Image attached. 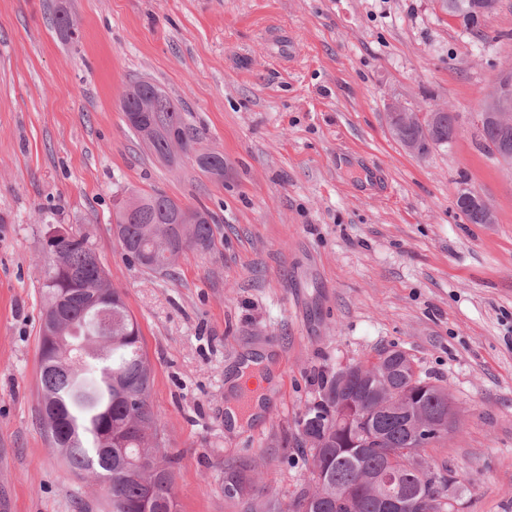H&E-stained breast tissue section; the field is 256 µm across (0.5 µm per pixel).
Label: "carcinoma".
Instances as JSON below:
<instances>
[{
  "instance_id": "cac0c4a2",
  "label": "carcinoma",
  "mask_w": 512,
  "mask_h": 512,
  "mask_svg": "<svg viewBox=\"0 0 512 512\" xmlns=\"http://www.w3.org/2000/svg\"><path fill=\"white\" fill-rule=\"evenodd\" d=\"M448 13L471 31L479 27L469 0H443ZM125 96L134 102L146 100L151 107L143 113L142 126L131 130L160 160L171 163L175 154L171 139H180L185 155L194 151L200 133L186 121L182 103L157 84L136 82ZM458 134V117L446 113L437 125L426 130L410 124L402 137L438 146L450 145ZM483 146L506 143L512 148V129L482 130ZM199 167L212 174L224 173V158L215 153L197 156ZM457 209L470 224L485 223L486 214L476 203L456 201ZM113 220L127 259L143 271L166 277L176 262L175 255L189 250H207L213 242L214 217L205 208H191L164 193L132 192L113 201ZM52 252L51 272L43 288L46 301L57 298L64 325L57 343H41V404L56 409L57 434L65 436L61 449L73 473L93 472L112 465L109 495L112 512H175L173 473L150 397L153 371L142 349L140 329L123 294L112 287L110 273L91 260L94 250L89 238L69 231L57 240ZM112 289V337L104 338L91 328L94 292ZM385 352L366 364H358L362 377L357 385L377 392V402L389 397L379 393L385 383L398 388L416 376L413 359L392 371L384 368ZM359 417L358 428L367 446H358L346 436L344 413ZM303 428L295 445L311 462V484L286 507L267 495L259 503H248L247 512H383L388 496L403 500L428 499V512H455L448 502L452 483L447 468H438L425 454L426 448L445 440L443 435L425 439L418 454L422 468L403 465L401 450L411 447L407 415L381 408L367 415L336 399V376L321 381L319 401L302 415ZM112 434V452L103 446ZM257 480L238 472L224 482V496L245 500Z\"/></svg>"
}]
</instances>
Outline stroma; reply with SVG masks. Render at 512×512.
Returning <instances> with one entry per match:
<instances>
[{
    "mask_svg": "<svg viewBox=\"0 0 512 512\" xmlns=\"http://www.w3.org/2000/svg\"><path fill=\"white\" fill-rule=\"evenodd\" d=\"M66 10L78 35L58 30ZM466 31L439 0H0V503L112 512L69 473L39 418L47 233L95 247L141 330L178 512H244L248 465L289 502L310 465L285 447L320 373L396 347L447 388L455 429L430 454L459 512H512V168L471 124L512 68V0ZM184 102L197 153L158 160L130 131L127 86ZM459 117L451 146L410 154L388 106ZM478 191L495 221L455 207ZM160 190L214 216V243L171 277L129 263L112 203ZM272 363L273 398L233 430L228 377Z\"/></svg>",
    "mask_w": 512,
    "mask_h": 512,
    "instance_id": "obj_1",
    "label": "stroma"
}]
</instances>
